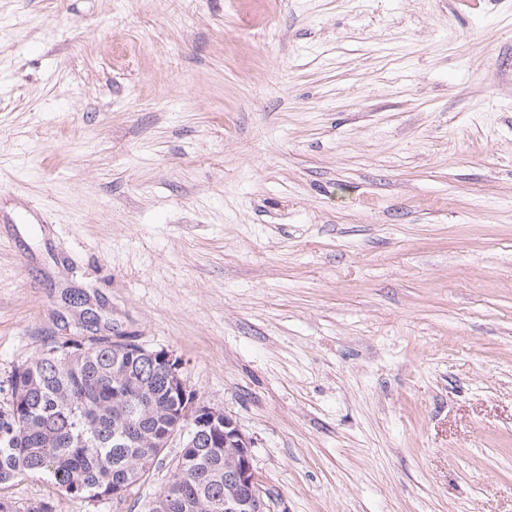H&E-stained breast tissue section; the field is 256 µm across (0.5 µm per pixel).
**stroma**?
<instances>
[{"label": "stroma", "mask_w": 512, "mask_h": 512, "mask_svg": "<svg viewBox=\"0 0 512 512\" xmlns=\"http://www.w3.org/2000/svg\"><path fill=\"white\" fill-rule=\"evenodd\" d=\"M86 321L270 512H512V0H0V401Z\"/></svg>", "instance_id": "obj_1"}]
</instances>
